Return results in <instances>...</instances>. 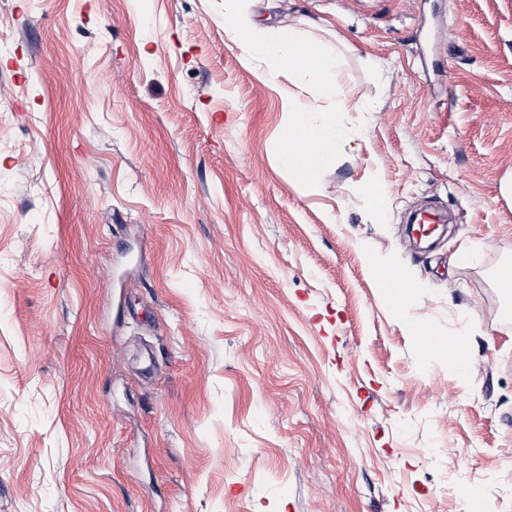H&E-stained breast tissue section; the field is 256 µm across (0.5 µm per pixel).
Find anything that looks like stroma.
<instances>
[{
	"label": "stroma",
	"mask_w": 512,
	"mask_h": 512,
	"mask_svg": "<svg viewBox=\"0 0 512 512\" xmlns=\"http://www.w3.org/2000/svg\"><path fill=\"white\" fill-rule=\"evenodd\" d=\"M221 3L0 0V512H512V0H249L342 42L314 190Z\"/></svg>",
	"instance_id": "stroma-1"
}]
</instances>
